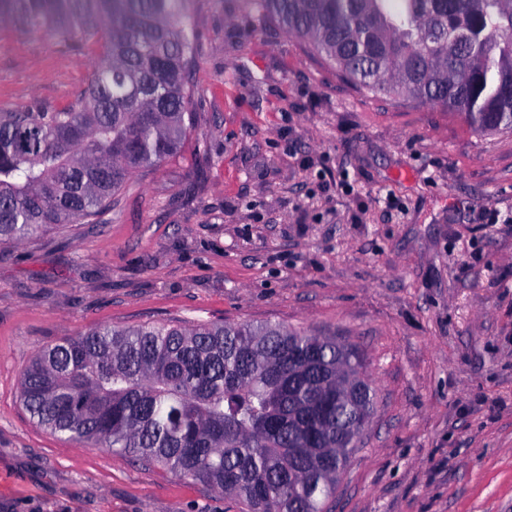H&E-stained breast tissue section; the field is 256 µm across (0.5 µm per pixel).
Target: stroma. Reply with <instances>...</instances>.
<instances>
[{"instance_id": "stroma-1", "label": "stroma", "mask_w": 512, "mask_h": 512, "mask_svg": "<svg viewBox=\"0 0 512 512\" xmlns=\"http://www.w3.org/2000/svg\"><path fill=\"white\" fill-rule=\"evenodd\" d=\"M192 120L100 223L0 248V512H238L224 493L51 434L44 348L102 324L280 323L359 347L374 413L331 512H512V134L366 95L244 0H190ZM0 22V111L99 65Z\"/></svg>"}]
</instances>
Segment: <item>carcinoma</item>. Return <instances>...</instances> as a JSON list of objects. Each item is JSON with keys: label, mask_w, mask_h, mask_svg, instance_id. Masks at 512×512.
I'll return each mask as SVG.
<instances>
[{"label": "carcinoma", "mask_w": 512, "mask_h": 512, "mask_svg": "<svg viewBox=\"0 0 512 512\" xmlns=\"http://www.w3.org/2000/svg\"><path fill=\"white\" fill-rule=\"evenodd\" d=\"M188 0H0V20L102 48L81 96L0 112V245L98 221L133 174L187 136L195 36ZM358 89L512 134V0H250ZM352 343L281 324L92 327L39 352L20 398L37 424L117 448L222 492L240 512H327L375 392L302 426L347 369Z\"/></svg>", "instance_id": "1"}]
</instances>
